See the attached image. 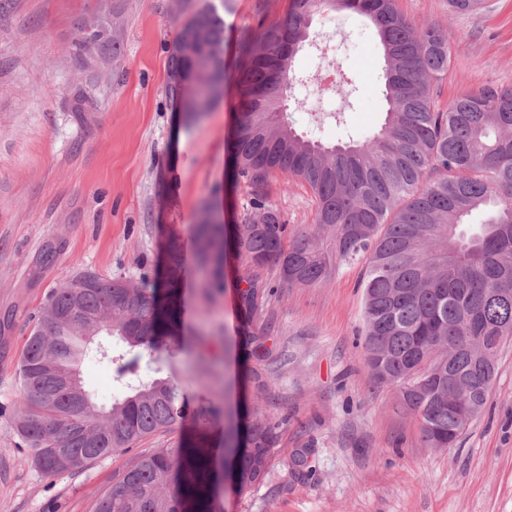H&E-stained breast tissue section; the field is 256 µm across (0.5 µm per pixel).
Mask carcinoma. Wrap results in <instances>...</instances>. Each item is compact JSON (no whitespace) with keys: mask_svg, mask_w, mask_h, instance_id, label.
<instances>
[{"mask_svg":"<svg viewBox=\"0 0 512 512\" xmlns=\"http://www.w3.org/2000/svg\"><path fill=\"white\" fill-rule=\"evenodd\" d=\"M336 10L365 17L384 60L385 117L373 136L332 146L297 134L284 101L291 61L309 41L314 16ZM102 20L80 22L74 60L117 56L108 35L84 33ZM168 66L167 90L186 124L204 117L213 87L224 81V19L211 4L181 22ZM239 120L230 141L233 166L258 186L272 173L307 184L316 199V227L291 233L281 213L262 197L235 228L236 254L245 265L278 268L291 286H314L343 265L365 273V363L375 380L399 387L421 423L426 445H448L462 433L468 410L438 394L441 368L485 387L495 367L481 349L512 337V86L487 85L438 105L434 82L448 73L454 46L435 25L418 27L397 0H291L288 14L239 41ZM475 212L484 215L471 225ZM200 287L224 289L228 244L224 225L193 227ZM124 278L86 271L47 295L26 339L19 367L14 426L26 461L46 477L81 471L131 450L146 437L182 425L189 397L174 375L187 350L181 318L182 262L168 247L163 277L123 288ZM238 287L242 347H263L256 322L274 285L256 276ZM148 357L151 374H140ZM106 365L127 396L100 411L86 390L67 386L86 361ZM201 399L191 427L169 448L142 455L96 500L93 512H219L224 456L242 491L260 482L278 448L279 422L244 404L218 429ZM69 457L66 467L56 456Z\"/></svg>","mask_w":512,"mask_h":512,"instance_id":"cac0c4a2","label":"carcinoma"}]
</instances>
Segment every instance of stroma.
<instances>
[{"label": "stroma", "instance_id": "obj_1", "mask_svg": "<svg viewBox=\"0 0 512 512\" xmlns=\"http://www.w3.org/2000/svg\"><path fill=\"white\" fill-rule=\"evenodd\" d=\"M224 18L221 99L184 129L166 95L179 24L204 4ZM418 25L436 23L456 45L437 86L440 102L493 83L512 85V0L450 12L448 0H398ZM290 0H0V512H92L115 473L170 447L158 434L129 452L59 478L42 476L17 446L16 378L32 318L68 275L155 279L168 246L193 262V227L209 202L238 224L253 188L229 167L227 141L238 119L237 47L245 28L282 20ZM111 19L117 58L78 64L70 45L78 22ZM317 17L312 42L292 62L288 120L327 145L371 136L384 119V62L375 31L340 11ZM351 82L350 97L320 95L321 67ZM296 231L315 223L316 200L300 180L279 174L262 187ZM55 250L52 264L43 255ZM364 268L355 262L314 287L282 286L257 321L266 341L246 357L238 339L237 285L253 274L225 271L223 291L191 277L188 338L204 352L184 355L178 377L204 387L219 418L240 400L281 421L279 450L261 485L228 497L226 512H512V342L502 350L482 414L450 448L428 447L397 387L380 385L362 346ZM81 378L110 408L123 388L102 364ZM309 452L299 468L292 457Z\"/></svg>", "mask_w": 512, "mask_h": 512}]
</instances>
